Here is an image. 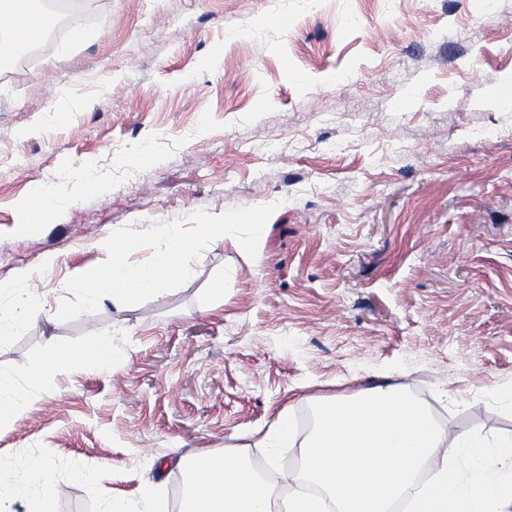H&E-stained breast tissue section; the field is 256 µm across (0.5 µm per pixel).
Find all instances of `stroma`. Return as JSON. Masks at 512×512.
<instances>
[{"mask_svg":"<svg viewBox=\"0 0 512 512\" xmlns=\"http://www.w3.org/2000/svg\"><path fill=\"white\" fill-rule=\"evenodd\" d=\"M96 36L0 66V474L27 512H166L183 456L240 447L298 489L303 418L401 383L440 427L512 436V0H69ZM58 202L35 224L23 203ZM276 204L256 257L211 241L178 288L57 317L115 230ZM223 294H215L216 283ZM118 357L75 371L50 351ZM289 410L294 448L245 447ZM26 468L40 485V496L33 500L28 512H52L51 506L58 492L52 469L42 461H31Z\"/></svg>","mask_w":512,"mask_h":512,"instance_id":"stroma-1","label":"stroma"}]
</instances>
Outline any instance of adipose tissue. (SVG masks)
Returning a JSON list of instances; mask_svg holds the SVG:
<instances>
[{
  "mask_svg": "<svg viewBox=\"0 0 512 512\" xmlns=\"http://www.w3.org/2000/svg\"><path fill=\"white\" fill-rule=\"evenodd\" d=\"M43 17L35 0H0V31L26 42L41 28ZM191 475L185 512H270L271 492L237 452L199 453L185 458Z\"/></svg>",
  "mask_w": 512,
  "mask_h": 512,
  "instance_id": "adipose-tissue-1",
  "label": "adipose tissue"
}]
</instances>
